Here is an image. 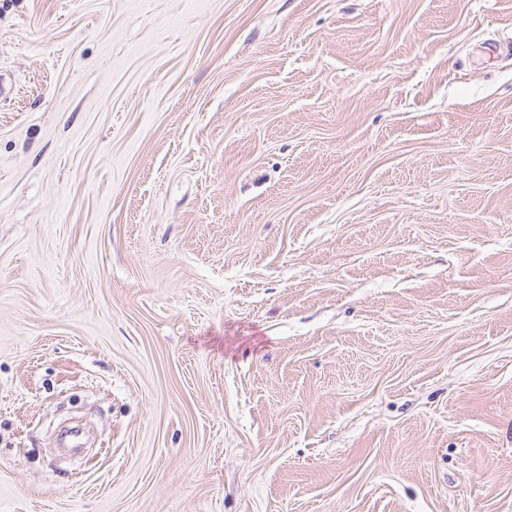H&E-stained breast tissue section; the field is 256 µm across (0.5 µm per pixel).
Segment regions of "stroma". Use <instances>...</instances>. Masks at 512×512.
<instances>
[{
  "mask_svg": "<svg viewBox=\"0 0 512 512\" xmlns=\"http://www.w3.org/2000/svg\"><path fill=\"white\" fill-rule=\"evenodd\" d=\"M512 0H0V512H512Z\"/></svg>",
  "mask_w": 512,
  "mask_h": 512,
  "instance_id": "stroma-1",
  "label": "stroma"
}]
</instances>
